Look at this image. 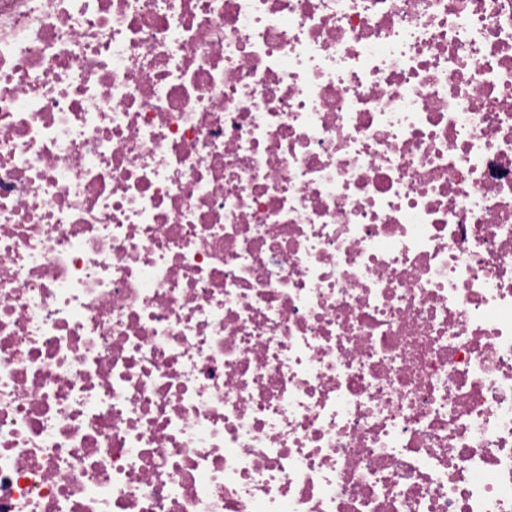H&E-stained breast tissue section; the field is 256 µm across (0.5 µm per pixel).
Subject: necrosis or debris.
<instances>
[{
	"label": "necrosis or debris",
	"mask_w": 512,
	"mask_h": 512,
	"mask_svg": "<svg viewBox=\"0 0 512 512\" xmlns=\"http://www.w3.org/2000/svg\"><path fill=\"white\" fill-rule=\"evenodd\" d=\"M0 512H512V0H0Z\"/></svg>",
	"instance_id": "1"
}]
</instances>
